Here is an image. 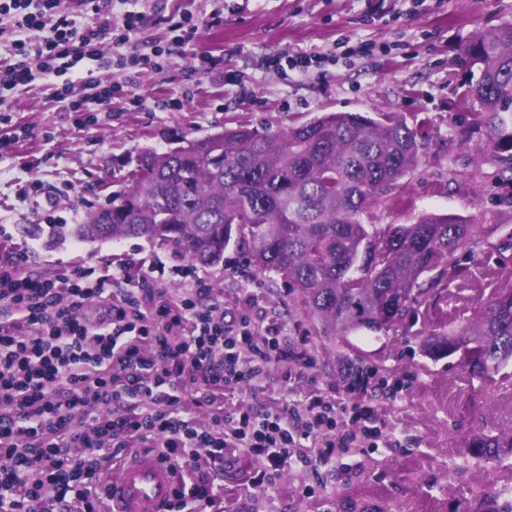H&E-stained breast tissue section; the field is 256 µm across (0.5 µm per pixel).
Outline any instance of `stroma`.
<instances>
[{
	"label": "stroma",
	"mask_w": 512,
	"mask_h": 512,
	"mask_svg": "<svg viewBox=\"0 0 512 512\" xmlns=\"http://www.w3.org/2000/svg\"><path fill=\"white\" fill-rule=\"evenodd\" d=\"M135 9L144 19L131 54L167 46L169 18L220 9L224 19L157 71L144 59L132 71L81 61L73 81L93 75L144 100L138 112L113 101L95 127L76 125L48 86L14 92V119L31 126L33 138L0 157V267L62 276L107 262L145 271L161 262L153 285L169 301L198 292L226 322L249 320L256 339L280 338L290 358L226 392L225 411L320 397L335 402L342 428L356 439L328 460L322 436L300 440L298 461L281 467L267 490L254 483L258 462L227 452L215 488L218 512H471L511 488L512 455L482 458L465 442L476 432H512V364L482 381L458 356L431 359L421 342L467 324L475 308L512 289V182L501 177V153L485 127L473 121L461 58L474 32L512 21V0H138ZM361 42L370 51L358 50ZM202 53L218 64L198 73ZM283 53L314 55L321 64L303 77L254 69L256 58ZM172 95L183 99L182 109L156 108ZM325 112H394L421 137L419 166L371 205L364 223L412 224L436 213L489 227L456 253L461 275L443 277L388 333L324 335L299 292L276 274L258 273L232 247L208 266L142 238L86 241L72 233L111 201L115 178L134 172L145 152L240 124L285 131ZM351 366L403 390L394 397L373 385L347 392ZM360 405L377 417V440L349 420V409Z\"/></svg>",
	"instance_id": "35a3bbf8"
}]
</instances>
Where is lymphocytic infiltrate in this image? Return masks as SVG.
Returning <instances> with one entry per match:
<instances>
[{"label":"lymphocytic infiltrate","instance_id":"1","mask_svg":"<svg viewBox=\"0 0 512 512\" xmlns=\"http://www.w3.org/2000/svg\"><path fill=\"white\" fill-rule=\"evenodd\" d=\"M103 27H78L62 0H0V44L10 62L0 67V104L15 88L53 80L79 124L97 122L118 86L91 77L75 86L81 61L126 67L109 53ZM150 275L120 267L90 277L22 276L0 268V512H101L95 475L116 451L158 448L178 473L170 512H209L214 479L200 459L223 460L242 450L275 471L292 458L300 437L331 433L325 457L346 447L337 433L336 406L315 401L273 411L250 406L215 411L208 423L193 413L188 391L204 385L209 402L262 375L280 356V339L255 342L247 322L228 325L215 308L187 296L159 304ZM127 287L106 325L84 316L112 282Z\"/></svg>","mask_w":512,"mask_h":512}]
</instances>
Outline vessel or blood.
<instances>
[{"instance_id": "b4317fda", "label": "vessel or blood", "mask_w": 512, "mask_h": 512, "mask_svg": "<svg viewBox=\"0 0 512 512\" xmlns=\"http://www.w3.org/2000/svg\"><path fill=\"white\" fill-rule=\"evenodd\" d=\"M160 454L136 449L110 473L100 488L105 512H168L177 475Z\"/></svg>"}]
</instances>
